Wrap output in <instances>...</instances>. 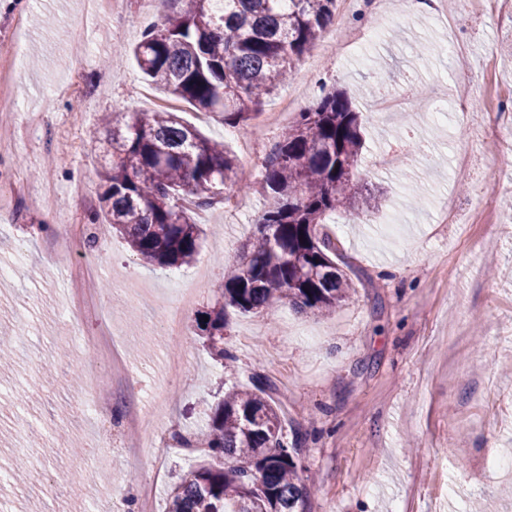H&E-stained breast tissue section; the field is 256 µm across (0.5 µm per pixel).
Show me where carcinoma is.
<instances>
[{"label":"carcinoma","instance_id":"carcinoma-1","mask_svg":"<svg viewBox=\"0 0 512 512\" xmlns=\"http://www.w3.org/2000/svg\"><path fill=\"white\" fill-rule=\"evenodd\" d=\"M180 10L144 32L133 49L144 79L230 127L246 125L293 73L336 17L338 0H179ZM94 151L104 161L103 218L131 251L163 266L192 262L203 231L184 205L198 208L224 195L235 176L224 145L203 136L175 112L103 116ZM362 118L350 94L334 90L298 113L263 163L270 206L239 262L224 272V304L201 311L196 329L220 360L225 309L249 313L284 300L298 312L326 316L353 292L334 261L340 240L320 233L325 216H358L370 207L359 173ZM208 320H203V317ZM270 385L259 378L233 387L210 416L207 451L224 467L188 470L170 494L167 512H307L302 436L288 437Z\"/></svg>","mask_w":512,"mask_h":512}]
</instances>
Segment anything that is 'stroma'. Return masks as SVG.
Returning <instances> with one entry per match:
<instances>
[{"label":"stroma","instance_id":"obj_1","mask_svg":"<svg viewBox=\"0 0 512 512\" xmlns=\"http://www.w3.org/2000/svg\"><path fill=\"white\" fill-rule=\"evenodd\" d=\"M390 20L379 36L343 55L323 43L304 56L262 112L296 92L311 105L341 86L364 113L363 185L372 202L358 224L325 218L343 244L354 290L335 313L295 312L280 301L257 313L227 309L224 369L197 336L198 312L223 303L215 284L240 260L256 217L270 200L261 184L264 152L247 151L251 126L229 131L148 84L130 50L169 0H121L119 15L91 0H0V90L17 110L0 111V472L18 465L17 448L42 464L41 480L22 489L0 482V512H127L153 483L154 507L191 466L206 462L205 426L226 391L269 380L286 431L306 437L301 459L309 512H467L475 493L482 512H512V480L488 471L475 480V459L512 454V21L487 8L463 22L467 46L449 60L431 14H406L387 0ZM23 34L26 50L9 48ZM384 77L410 99L441 93L455 104L470 92L467 113L448 119L408 110L380 119L368 89ZM165 108L237 162L227 190L246 209L196 213L205 236L195 259L161 267L131 253L108 224H92L99 207L100 160L88 134L112 109ZM496 120L502 137L486 144ZM473 155L458 176L456 152ZM470 212L491 204L493 223L458 224L446 199ZM80 224L96 235L78 255L56 249ZM95 264L101 303L91 313L60 314L77 256ZM193 289L188 305L180 291ZM184 306V334L162 328ZM81 336L106 337L132 380H115L109 402L94 401L83 374L95 366ZM181 361L179 374L169 357Z\"/></svg>","mask_w":512,"mask_h":512}]
</instances>
